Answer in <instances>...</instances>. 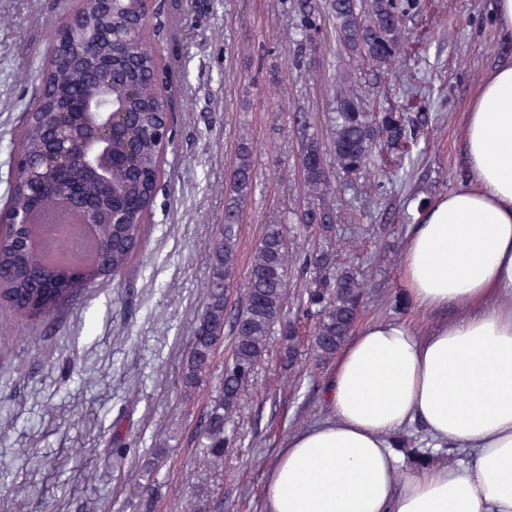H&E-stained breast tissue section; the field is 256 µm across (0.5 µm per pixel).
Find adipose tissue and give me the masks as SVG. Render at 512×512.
Instances as JSON below:
<instances>
[{"instance_id": "adipose-tissue-1", "label": "adipose tissue", "mask_w": 512, "mask_h": 512, "mask_svg": "<svg viewBox=\"0 0 512 512\" xmlns=\"http://www.w3.org/2000/svg\"><path fill=\"white\" fill-rule=\"evenodd\" d=\"M461 145L464 182L427 205L401 261L404 294L435 322L352 333L331 415L285 440L265 512H512V58L475 84ZM413 425L466 461L398 479L392 438Z\"/></svg>"}]
</instances>
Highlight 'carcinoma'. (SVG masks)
<instances>
[{
    "label": "carcinoma",
    "mask_w": 512,
    "mask_h": 512,
    "mask_svg": "<svg viewBox=\"0 0 512 512\" xmlns=\"http://www.w3.org/2000/svg\"><path fill=\"white\" fill-rule=\"evenodd\" d=\"M91 0H72L69 13L79 14L76 23L67 25L62 17L60 27L68 28V42H102L100 21L90 8ZM300 19L298 51L311 43V32L321 9L320 0H297ZM421 7L420 0H328L327 8L334 20L336 41L345 53L359 59L379 75L392 73L399 57L408 52L404 31L406 21ZM162 28V20L143 27L127 55L112 57V97L125 104L132 122L147 131L136 150L124 152L123 143H114L115 153L123 162L112 173L113 189L140 198L145 208L140 213L124 216L123 224H103L92 257L81 266L78 278L68 273L57 276L53 301H48L37 287L38 278L26 252L6 237L0 240V306L10 307L28 318H50L58 309L73 301L78 290L98 279L123 272L134 258L146 232L150 210L164 174L163 142L153 131L167 123V117L156 105L164 88L160 75L165 62L152 47V40ZM51 62L41 73L38 115L24 119L18 149L26 153L12 176L8 200L12 211L27 210L34 199L28 182L27 161L44 154L48 143L46 124L56 113L67 111L68 99L76 94L95 91L96 63L59 61L50 52ZM134 79L140 84V96L128 99L126 83ZM427 112L408 116L402 112L376 111L367 106L358 87L350 82H337L336 116L333 136L326 144L313 134L303 136L300 165L308 205L297 214L298 226L319 234L325 245L304 255L290 251L288 229L284 224H268L256 242L245 276V288L234 312H227V298L235 287L238 265V234L243 208L251 197L254 181L253 150L247 137H242L229 183L225 189L224 224L214 240L210 270L204 283L206 301L199 315L190 347L182 368V385L193 390L206 385L224 343V331L233 336L230 355L224 360V375L207 405L202 438L210 465L224 466V448L229 443L227 425L243 400L251 394L255 369L268 351L271 337L279 334V353L283 365L296 370L305 356L298 329L312 322L311 347L318 365L334 359L348 336L357 328L365 295V282L350 267L337 263L336 212L326 203L332 190L329 164H334L343 180L354 183L362 176L374 155L393 163L390 173L403 168L412 157L418 131L428 125ZM297 267L303 285L294 297L295 316L282 321L287 304L285 290L289 266ZM133 455L143 469L158 474L166 460L163 448L140 452L136 443L112 431V456L120 463Z\"/></svg>",
    "instance_id": "cac0c4a2"
}]
</instances>
